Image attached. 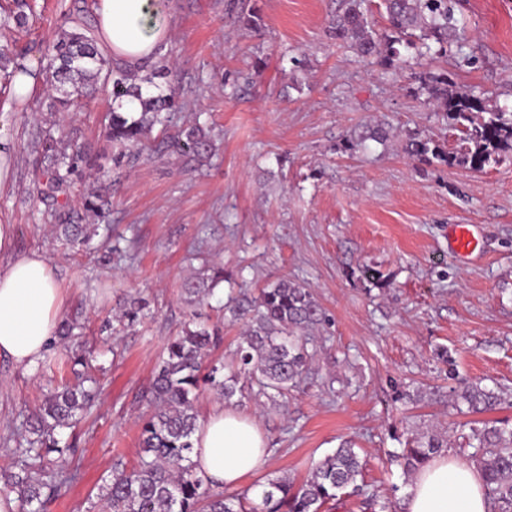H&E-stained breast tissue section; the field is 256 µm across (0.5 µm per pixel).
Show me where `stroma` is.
I'll list each match as a JSON object with an SVG mask.
<instances>
[{
	"instance_id": "35a3bbf8",
	"label": "stroma",
	"mask_w": 512,
	"mask_h": 512,
	"mask_svg": "<svg viewBox=\"0 0 512 512\" xmlns=\"http://www.w3.org/2000/svg\"><path fill=\"white\" fill-rule=\"evenodd\" d=\"M25 27L1 28L0 48L46 67L60 30L94 25L97 0H26ZM171 31L163 87L175 95L171 131L154 129L145 148L117 157L105 133L112 95L99 87L80 106L43 107L46 83L18 100L0 87L12 145L0 186V223L15 225V249L48 254L67 292V344L46 360L93 353L100 394L76 428V478L47 512H87L116 460L133 464L140 423L160 356L192 312L185 279L209 263L223 268L201 312L222 334L207 364L227 361L241 322L224 314L230 289L257 293L285 276L309 288L329 322L312 335L315 357L287 398H233L268 439L269 477L301 484L341 441L365 462L364 490L404 512L412 482L394 456L411 432H441L459 453L478 417L454 405L467 383L502 392L492 416L512 421V160L476 171L411 159L409 137L456 141L410 70L378 64L336 40L338 0H167ZM258 13V29L243 23ZM464 29L431 64L457 86L512 110V0H460ZM475 66H457L459 54ZM389 125L386 144L345 148L348 131ZM200 124L219 137L207 157L182 153L171 133ZM71 140L87 163L47 195L35 131ZM108 207L87 212L101 177ZM96 233L66 245L53 214ZM478 228L468 261L448 250L451 225ZM379 271L382 283L365 268ZM134 298L146 316L119 315ZM59 375L0 360V442L18 447L25 421Z\"/></svg>"
}]
</instances>
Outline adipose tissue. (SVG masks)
I'll return each mask as SVG.
<instances>
[{"label": "adipose tissue", "instance_id": "ef3b65f1", "mask_svg": "<svg viewBox=\"0 0 512 512\" xmlns=\"http://www.w3.org/2000/svg\"><path fill=\"white\" fill-rule=\"evenodd\" d=\"M101 46L134 78L160 61L169 33L162 0H99ZM15 227L0 224V357L34 370L53 340L65 302L45 252H14ZM191 460L198 477L233 490L244 478L271 467L264 434L248 416L215 406L193 436ZM406 512H489L483 478L475 465L448 454L415 474Z\"/></svg>", "mask_w": 512, "mask_h": 512}]
</instances>
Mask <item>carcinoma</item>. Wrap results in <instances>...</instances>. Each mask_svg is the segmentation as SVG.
<instances>
[{"instance_id":"obj_1","label":"carcinoma","mask_w":512,"mask_h":512,"mask_svg":"<svg viewBox=\"0 0 512 512\" xmlns=\"http://www.w3.org/2000/svg\"><path fill=\"white\" fill-rule=\"evenodd\" d=\"M372 0H343L333 33L342 44L363 56H374L390 66L405 67L406 53L413 50L432 60L447 56L448 43L459 26L456 0H381L393 29L377 34L369 21ZM24 0L0 14V25L21 26L27 21ZM47 81L58 96L49 108L67 107L95 90L99 78L112 85V97L139 102L138 114L112 112L106 138L125 149L142 146L151 130L168 121L172 95L143 98L140 88L128 83V75L112 69L87 32L64 31L52 45ZM26 68L0 51V72L9 78ZM434 111L447 126L460 133L464 153L459 161L474 170L512 157V111L488 105L473 93L448 89V72L420 78ZM388 138L384 127L364 125L346 139L345 149L354 151L366 141L380 144ZM211 132L199 125L185 133L181 148L198 155L209 151ZM33 148L47 160L42 170L52 191L62 188L67 175L84 161L75 148L69 150L51 135L40 134ZM408 155L421 162H448V150L430 139L409 138ZM57 236L68 241L85 234L84 224H56ZM224 280V270L201 268L184 284L188 303L201 305L214 286ZM224 308L246 326L230 363L211 367L207 381L226 400L249 389L276 403L299 381L314 353L308 336L327 321V315L310 289L279 277L260 289L258 295L229 296ZM220 341L219 329L201 321L186 325L166 345V355L156 369L149 402L152 412L139 436L138 460L126 467L117 460L112 474L101 487L104 512H329L347 493L361 491L357 484L363 464L349 442L320 461L299 486L286 476L261 484L257 498L218 491L197 477L191 461L192 435L198 422L197 401L201 364ZM468 410L493 411L501 397L478 386L453 392ZM94 400L92 388L79 383L45 396L27 420L29 437L24 448H6L15 458L13 469L0 472L3 490L16 495L19 512H47V505L74 474L68 449L59 445V431L75 427ZM472 461L486 483L491 512H512V425L485 422L471 428ZM447 447L440 434L415 433L408 437L398 459L408 473L419 470Z\"/></svg>"}]
</instances>
